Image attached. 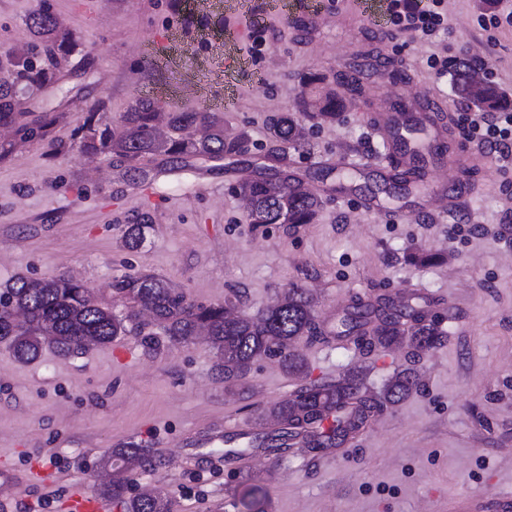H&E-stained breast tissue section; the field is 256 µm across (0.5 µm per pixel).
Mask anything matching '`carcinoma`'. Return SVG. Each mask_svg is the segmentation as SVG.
Instances as JSON below:
<instances>
[{
    "label": "carcinoma",
    "mask_w": 512,
    "mask_h": 512,
    "mask_svg": "<svg viewBox=\"0 0 512 512\" xmlns=\"http://www.w3.org/2000/svg\"><path fill=\"white\" fill-rule=\"evenodd\" d=\"M40 35L54 27L48 0L29 18ZM75 44L67 32L16 59L7 91H0V125L13 126L25 139L47 143L55 153L65 146L55 142L53 129L57 115L46 111L33 118L19 111L12 88L22 83L55 82L56 54ZM336 84L351 95L361 92V76L350 69L336 73ZM336 91L327 89L314 103L303 102V115L312 119L336 116ZM193 128L199 136L170 139L166 129ZM274 147L265 155L260 169L245 172L234 189L248 202L249 224H309L322 206V198L288 170L281 147L293 152L304 148L299 119L284 113L273 119ZM80 145L87 151L115 157L140 174L146 157L162 156L170 164L185 163L195 157L221 159L247 150L243 131L226 134V123L213 112H163L148 99L137 102L124 114V130L109 132L89 117L78 130ZM322 181L354 184L358 173L339 167L317 172ZM149 217L138 215L125 225L124 246L134 250L141 245ZM113 297L124 303L126 315L97 303L82 285L65 277L32 279L19 275L0 289V345H5L19 362L36 360L49 347L60 356L112 342L116 337L135 332L144 336L147 348L156 350L155 336L173 344H189L205 333L215 350L216 375L224 382L245 378L252 366L265 358H277L283 367L299 373L301 360L289 350L301 337L316 343L324 332L306 291L299 287L267 305L255 316L234 313L241 295L222 304H196L152 274H128L112 282ZM334 336L360 342L371 351L393 344H405L420 353L437 347L444 340L438 323L427 317L416 303L381 299L373 305L358 299L348 305L333 326ZM420 389L418 376L409 368L399 371L382 388L374 391L355 376L316 380L301 385L289 397L268 410L278 428L254 433L251 446L276 458L293 450L318 453L347 443L351 432L364 426L386 404H395ZM152 470L163 458L139 444L112 449L103 465L111 469V479L99 485V493L112 498L121 512H171L167 499L158 491L144 487L128 496L127 473L133 464ZM268 484L245 477L234 490L237 512H261Z\"/></svg>",
    "instance_id": "cac0c4a2"
}]
</instances>
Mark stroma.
<instances>
[{
  "label": "stroma",
  "instance_id": "1",
  "mask_svg": "<svg viewBox=\"0 0 512 512\" xmlns=\"http://www.w3.org/2000/svg\"><path fill=\"white\" fill-rule=\"evenodd\" d=\"M50 3L56 29L73 33L76 45L57 58L58 82L22 90L20 107L63 112L54 137L67 149L55 154L47 143L5 131L13 149L0 161V284L63 275L119 313L113 279L146 272L196 303L241 294L238 310L247 315L298 285L322 320L340 302L417 290L430 296L428 314L448 339L412 361L403 346L369 352L301 338L290 349L303 359V373L265 359L233 386L216 378L215 354L202 339L152 351L130 334L68 357L47 350L31 363L0 346V458L20 471L33 456L52 466L48 479L23 484L8 512H23L45 494L53 498L49 512H70L76 489L107 478L99 460L130 440L167 460L153 471L132 470L131 489L161 490L173 512H235L225 497L240 476L206 464V436L229 420L273 429L265 409L307 382L351 374L378 388L408 366L421 390L376 414L356 442L316 460L304 454L277 462L250 452L251 475L271 478L266 512H448L449 501L465 494L512 496V224L502 222L512 216V169L487 156L472 172L462 209L447 216L396 223L360 209L347 190L325 198L312 223L293 230L246 223V201L227 173L261 162L273 145L272 117L302 112L304 78L333 77L360 44L403 64L412 94L441 98L460 112L454 74L429 66L433 45L365 24L351 34L328 10L310 32L268 15L260 57L210 75L215 94L228 85L237 90L230 122L248 136L246 156L198 158L162 171L151 161L149 177L135 180L116 160L83 152L78 128L91 115L99 127L122 131L125 112L148 95L160 97L164 112L202 111V61L222 53L205 45L198 57H177L167 67L143 55L145 42L186 24L173 0ZM40 5L0 0V79L37 45L29 18ZM447 39L449 53L471 63L473 81L495 73L496 87L512 96L511 34L490 43L468 26ZM301 125L302 177L344 155L361 173L379 172L384 149L349 98L334 120ZM138 214L151 223L140 247L129 250L122 235ZM456 225L464 233L452 234ZM419 250L433 262H414Z\"/></svg>",
  "mask_w": 512,
  "mask_h": 512
}]
</instances>
